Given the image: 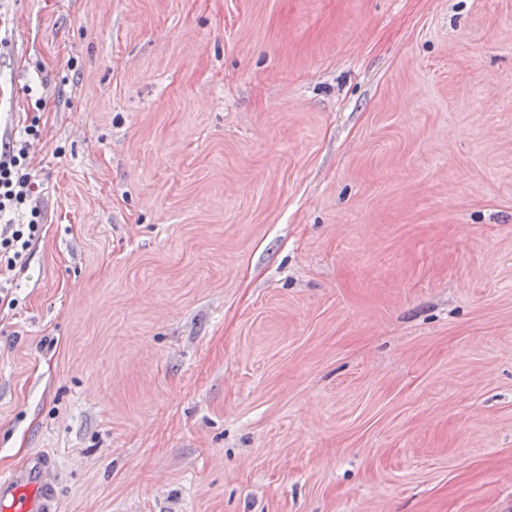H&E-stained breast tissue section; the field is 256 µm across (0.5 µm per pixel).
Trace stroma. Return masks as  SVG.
<instances>
[{
	"label": "stroma",
	"instance_id": "1",
	"mask_svg": "<svg viewBox=\"0 0 512 512\" xmlns=\"http://www.w3.org/2000/svg\"><path fill=\"white\" fill-rule=\"evenodd\" d=\"M34 118L0 473L512 512V0H0V138Z\"/></svg>",
	"mask_w": 512,
	"mask_h": 512
}]
</instances>
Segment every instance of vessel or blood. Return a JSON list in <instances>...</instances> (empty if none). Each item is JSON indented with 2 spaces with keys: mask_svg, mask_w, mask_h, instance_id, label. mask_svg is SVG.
<instances>
[{
  "mask_svg": "<svg viewBox=\"0 0 512 512\" xmlns=\"http://www.w3.org/2000/svg\"><path fill=\"white\" fill-rule=\"evenodd\" d=\"M58 478L50 458L36 457L24 469L0 475V512H57Z\"/></svg>",
  "mask_w": 512,
  "mask_h": 512,
  "instance_id": "obj_1",
  "label": "vessel or blood"
}]
</instances>
